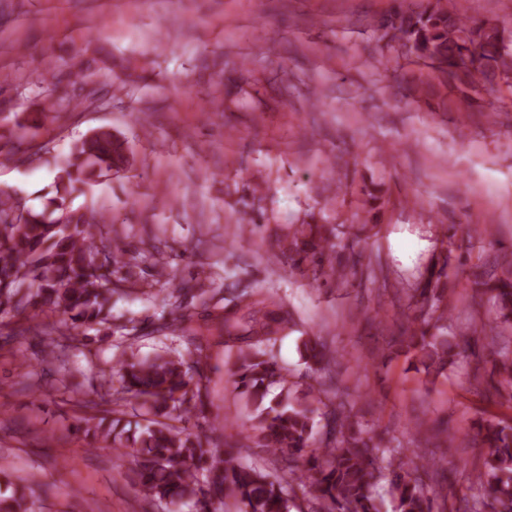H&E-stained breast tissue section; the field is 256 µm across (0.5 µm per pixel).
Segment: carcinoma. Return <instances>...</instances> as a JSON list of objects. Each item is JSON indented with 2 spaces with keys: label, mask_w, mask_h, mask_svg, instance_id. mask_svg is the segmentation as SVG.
I'll list each match as a JSON object with an SVG mask.
<instances>
[{
  "label": "carcinoma",
  "mask_w": 512,
  "mask_h": 512,
  "mask_svg": "<svg viewBox=\"0 0 512 512\" xmlns=\"http://www.w3.org/2000/svg\"><path fill=\"white\" fill-rule=\"evenodd\" d=\"M389 32L410 52L438 62L448 84L463 89L467 98L483 85L512 78V35L462 18L443 0H433L421 13L396 12ZM126 161L124 143L100 128L74 142L57 164L54 196L28 208L24 223H7L19 201L0 191V306L17 314L47 307L63 316L67 343L49 349L48 366L63 361L70 343L81 342L87 330L109 321L113 290L104 269L118 263V256L109 253L97 262L95 229L102 214L88 219L70 206L73 223L57 224L47 211L61 212L73 193L84 192ZM310 231L311 226L301 225L289 249L314 272L327 269L342 276L345 265L330 258L327 239L305 241ZM451 276L445 258L413 289V297L437 311L445 299L439 283ZM483 285L497 319L483 325L482 332L493 335L497 323L512 322V271ZM179 288L194 291L201 306L209 308L211 290L203 284L186 281ZM289 324L273 288L244 289L224 299V351L233 360L234 387L252 406L244 439L275 457L272 468L237 463L244 443L226 440L221 446L170 424L204 414V374L200 360L167 351L117 360L122 393L146 407V417L135 422L134 430L121 425L122 410L101 408L112 396L108 389L100 401L87 402L89 412L72 431L94 442L109 440L113 451L132 457L134 482L144 498L187 502L193 512H292L299 498L312 504L311 512H381L377 486L382 478L394 512H433L428 484L433 476L425 455L384 447L342 402L321 411L320 394L332 382L321 381L301 395L288 371L272 360L271 350L288 335ZM401 335L425 371L437 376L458 357L475 352V344L439 330L403 326ZM301 355L313 372L334 360V351L318 336L302 340ZM495 372L499 380L493 388L512 387L511 357H503ZM478 436L487 455L472 474L470 497L449 512H512V424L488 421ZM6 484L12 491L0 495V512H34L27 485Z\"/></svg>",
  "instance_id": "obj_1"
}]
</instances>
